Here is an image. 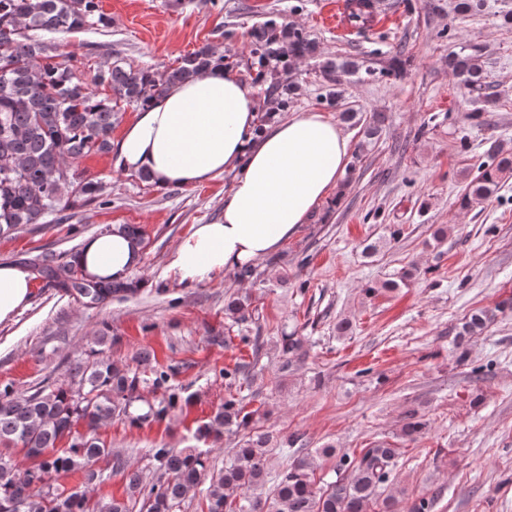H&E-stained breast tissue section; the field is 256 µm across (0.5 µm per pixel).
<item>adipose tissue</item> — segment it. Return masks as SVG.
Here are the masks:
<instances>
[{
    "label": "adipose tissue",
    "instance_id": "obj_1",
    "mask_svg": "<svg viewBox=\"0 0 512 512\" xmlns=\"http://www.w3.org/2000/svg\"><path fill=\"white\" fill-rule=\"evenodd\" d=\"M256 115L254 88L214 67L154 99L117 144V166L148 173L161 191L235 175L223 218L193 225L177 245L171 266L180 283L203 284L276 252L345 172L349 136L322 113L300 112L262 130ZM140 257L139 245L114 229L86 237L76 264L86 278L124 282ZM32 296L30 271L0 262V323Z\"/></svg>",
    "mask_w": 512,
    "mask_h": 512
}]
</instances>
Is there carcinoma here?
I'll list each match as a JSON object with an SVG mask.
<instances>
[{"label": "carcinoma", "instance_id": "carcinoma-1", "mask_svg": "<svg viewBox=\"0 0 512 512\" xmlns=\"http://www.w3.org/2000/svg\"><path fill=\"white\" fill-rule=\"evenodd\" d=\"M376 0H348V19L364 26L374 17ZM106 25L99 0H0V235L22 224H44L46 219L75 202H93L103 195L101 182L80 179L72 161L112 149L113 126L126 108L142 109L175 84L211 66L227 68L240 60L217 53L204 44L164 70L133 68L115 58L87 78L67 61H56L51 37ZM321 59L320 71L328 90L325 104L334 108L339 98L332 86L345 74L363 80L399 78L407 74L410 58L404 47L393 51L378 68L368 58H322L317 39L305 28L282 24L275 18L256 23L249 32L246 66L255 69V80L266 85L265 95L276 100L278 110H288L297 95V61ZM448 69L457 78L463 95L474 99L468 118L482 123L492 99L483 94L487 75L477 50L459 44L448 52ZM107 84L112 97L101 98L94 85ZM341 120L359 128V159L375 146L386 130L387 116L373 112L365 118L343 111ZM488 161L479 166L458 196L462 209L496 196L512 177V151L491 143ZM78 266L36 259L32 271L46 284L71 294L88 308H97L115 297L137 291L132 282L77 281ZM512 309L506 300L493 309L470 311L455 327V345L482 335L497 314ZM246 295L233 294L224 303V314L234 323L251 317ZM281 352L292 361L302 352V341L292 335L281 339ZM136 366L118 363L94 349L87 358L70 365L67 385H43L33 392L0 389V512H181L189 496L207 485V512H366L381 501L383 512H395V499H381L398 455L397 449L376 445L362 457L339 458L333 475L317 487L312 478L313 459L298 455L286 470L265 488L270 435L257 433L231 450L224 469L211 471L209 448H153L144 466L131 465L112 453L97 431L114 420L135 427L161 421L183 409L188 398L168 385L163 366L141 351ZM227 396L224 406L196 430V439L216 442L224 429L246 428L250 413L244 411L234 389L246 379V365L223 372ZM162 391L154 404L141 403V389ZM83 423L86 432L76 429ZM67 441V446L59 444ZM21 449L23 466L15 450ZM104 459L123 476L127 499L95 493L101 473L95 465ZM82 470L85 480L66 491L53 484L62 473Z\"/></svg>", "mask_w": 512, "mask_h": 512}]
</instances>
